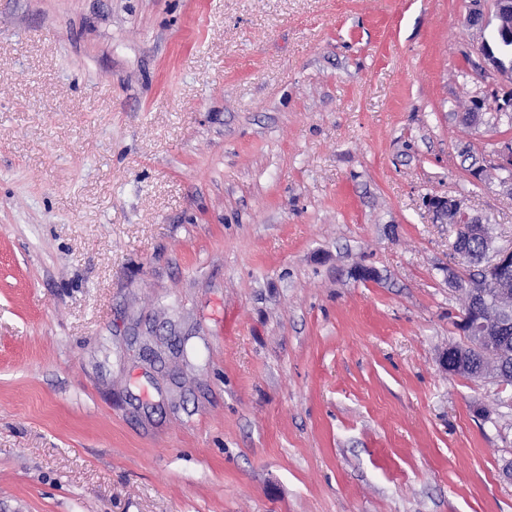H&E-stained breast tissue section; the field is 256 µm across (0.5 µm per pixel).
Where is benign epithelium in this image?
Masks as SVG:
<instances>
[{
    "label": "benign epithelium",
    "mask_w": 512,
    "mask_h": 512,
    "mask_svg": "<svg viewBox=\"0 0 512 512\" xmlns=\"http://www.w3.org/2000/svg\"><path fill=\"white\" fill-rule=\"evenodd\" d=\"M486 4L487 0H471L467 26L484 27L489 23ZM493 7L498 42H512V0H493ZM477 54L486 70L504 82L512 81V66L502 64L498 52L490 44L481 42ZM494 168L506 173L504 182L512 185V140L504 143L497 152ZM427 206L436 223H449L454 227L453 250L460 261H465L467 244L481 241L485 245L479 256L483 284H478L465 269L448 276L451 286L468 294L474 301L484 297V289L491 288L498 306L493 315L477 310L462 312L457 328L464 342L442 352L440 364L448 373L457 375L464 371L473 355L478 354L483 360L498 366L501 361L512 357V350L508 349V337L512 334V246L495 244L488 224L472 214L463 198L434 195L428 198Z\"/></svg>",
    "instance_id": "benign-epithelium-1"
}]
</instances>
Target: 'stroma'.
Wrapping results in <instances>:
<instances>
[{
	"mask_svg": "<svg viewBox=\"0 0 512 512\" xmlns=\"http://www.w3.org/2000/svg\"><path fill=\"white\" fill-rule=\"evenodd\" d=\"M469 5L0 0V512H512L425 205L512 244Z\"/></svg>",
	"mask_w": 512,
	"mask_h": 512,
	"instance_id": "1",
	"label": "stroma"
}]
</instances>
